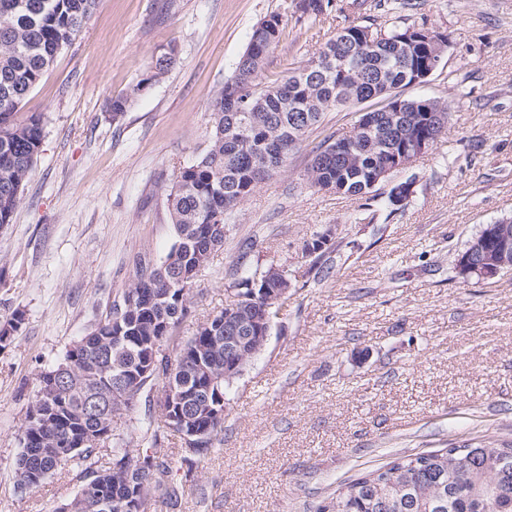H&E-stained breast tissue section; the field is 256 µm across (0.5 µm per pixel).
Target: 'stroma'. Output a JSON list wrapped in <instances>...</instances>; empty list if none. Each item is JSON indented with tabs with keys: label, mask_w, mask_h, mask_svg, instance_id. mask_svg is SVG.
<instances>
[{
	"label": "stroma",
	"mask_w": 512,
	"mask_h": 512,
	"mask_svg": "<svg viewBox=\"0 0 512 512\" xmlns=\"http://www.w3.org/2000/svg\"><path fill=\"white\" fill-rule=\"evenodd\" d=\"M378 0L288 22L262 81L316 56L349 24H426L449 44L434 72L403 88L448 104L452 125L396 173L414 182L392 209L390 183L369 198L305 184L311 150L351 133L360 105L328 110L260 184L197 276L180 339L223 310L239 279L283 268L292 298L265 349L232 385L221 444L194 465L161 432L170 473L150 512H318L343 483L410 455L512 444V272L454 276L487 224L512 216V0H424L401 17ZM292 0H99L22 102L42 119L38 157L11 224L0 229V322L26 313L0 349V512H54L77 489L47 478L26 496L14 463L44 368L61 359L135 279L133 259L161 261L175 241L167 194L211 136L209 102L252 28ZM180 61L142 92L151 57ZM130 96L112 115L113 98ZM332 231L328 272L303 248Z\"/></svg>",
	"instance_id": "35a3bbf8"
}]
</instances>
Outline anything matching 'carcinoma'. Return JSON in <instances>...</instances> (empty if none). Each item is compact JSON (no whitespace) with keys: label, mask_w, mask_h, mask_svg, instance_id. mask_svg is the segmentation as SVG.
Masks as SVG:
<instances>
[{"label":"carcinoma","mask_w":512,"mask_h":512,"mask_svg":"<svg viewBox=\"0 0 512 512\" xmlns=\"http://www.w3.org/2000/svg\"><path fill=\"white\" fill-rule=\"evenodd\" d=\"M99 0H0V229L12 223L22 186L42 143L40 117H17L18 107L39 83L56 55L70 46L93 14ZM332 0H297L298 22L314 23L331 8ZM414 6L412 0H379L387 15ZM285 19L273 14L253 27L245 52L209 104L212 132L206 151L181 168L168 194L176 239L165 258L155 263L135 259V280L127 292H142L143 305L114 319L110 305L100 320L69 349L63 359L39 375V388L29 406L20 435L15 466V492L24 496L55 473H72L77 491L55 512H114L116 499H128L134 512H147L150 491L161 487L166 467L151 449L159 432L169 429L171 414L155 420L139 413V400L151 402L153 382L170 384L175 377L211 391L210 404L198 399L192 425L202 431L203 447L183 460L206 458L221 442L224 419L207 413L229 386L212 380L224 375V313L199 325L181 351L166 355L164 365L143 375L145 349L130 347L125 337L143 340L171 336L188 313L191 296L176 287L180 278L193 280L212 251L224 244V229L238 207L257 186L286 172L288 158L306 133L331 107L377 100L380 117L371 129L353 128L349 135L328 138L312 149L306 185L332 182L336 193L364 197L372 193V174L389 153L413 136L435 142L448 129V105L425 97H401L398 90L413 84L424 61L443 55L445 46L418 40L419 26L393 27L384 32L371 25L350 24L328 41L304 66L273 82L259 81L269 53L280 43ZM368 38L373 47L358 50ZM178 63L175 47L159 50L142 83L156 82ZM275 168L261 167L263 155ZM254 278L238 283L240 327L235 335H257L261 321L277 318L280 304L252 296ZM25 320L16 311L0 325V337L14 336ZM118 364L138 382L137 396L119 401L112 395ZM67 379L53 387L47 375ZM141 434L148 450L134 454L129 437L113 426L118 415ZM110 446L107 464L97 466L98 447ZM320 512H512V445L484 443L441 448L397 459L347 483Z\"/></svg>","instance_id":"carcinoma-1"}]
</instances>
